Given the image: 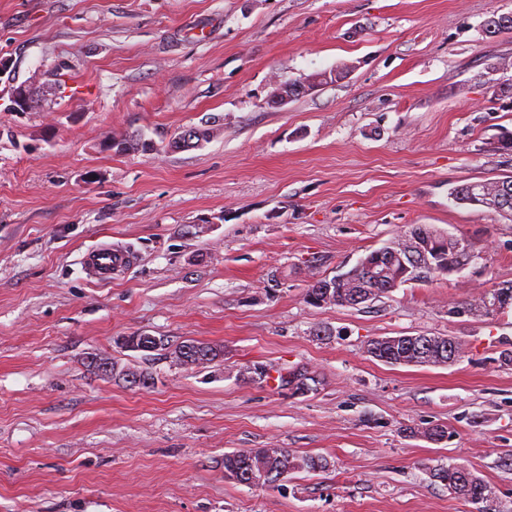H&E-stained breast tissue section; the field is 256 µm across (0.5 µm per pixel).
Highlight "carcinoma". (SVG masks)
Returning <instances> with one entry per match:
<instances>
[{
	"label": "carcinoma",
	"mask_w": 512,
	"mask_h": 512,
	"mask_svg": "<svg viewBox=\"0 0 512 512\" xmlns=\"http://www.w3.org/2000/svg\"><path fill=\"white\" fill-rule=\"evenodd\" d=\"M485 29L490 34L512 30V15H499L488 18ZM216 132L215 124L204 121L197 126L183 128L166 144L170 149L193 148L207 142ZM109 147L118 151L147 150L144 140L133 133L115 135ZM450 196L459 204L484 206L503 213L512 214V176L478 182H468L453 188ZM393 250L406 261L416 264V278L421 274L442 275L439 263L448 261L456 266L469 264L476 253L472 244L457 237L443 238L431 234V229L418 226L389 243ZM369 263L381 270L375 277L361 269L354 270L343 282L327 287L328 278L311 273L305 292V301L313 307H355L362 304L360 298L370 295L376 300L389 294L396 286L404 284L400 277L399 263H389L387 257H379L373 250L366 254ZM512 306V282H503L483 289L463 304L453 308L452 313L477 320H492L506 308ZM160 344L147 345L142 341L130 345L122 343V348L132 351L156 353L170 362L177 359L176 350L187 348L202 356V367L224 356L221 346L191 340L174 343L165 336L159 337ZM366 352L373 358L392 366H445L450 359L464 357V344L455 337L405 335L396 340L392 336L378 337L367 344ZM107 357H93L89 367L97 373L110 375L131 386H148L153 380L147 371L134 370L128 366L111 362L106 367ZM328 466L327 459L321 456L297 455L286 448H249L224 454V478L239 484L252 485L259 479L261 488H277L279 482L295 472H319ZM434 481L443 484L448 491L462 497L471 504L479 505L495 497V489L463 464L436 466L431 470Z\"/></svg>",
	"instance_id": "carcinoma-1"
}]
</instances>
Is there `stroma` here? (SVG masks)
Here are the masks:
<instances>
[{"label":"stroma","instance_id":"obj_1","mask_svg":"<svg viewBox=\"0 0 512 512\" xmlns=\"http://www.w3.org/2000/svg\"><path fill=\"white\" fill-rule=\"evenodd\" d=\"M512 0H0L10 79L52 80L32 112L0 108V512H476L431 479L461 463L512 512V308L451 312L512 281V217L453 187L512 176ZM333 80L271 104L275 83ZM213 117L189 150L118 153ZM419 225L481 257L367 306L313 307L331 277ZM136 261L111 282L80 259ZM329 328L314 336L316 326ZM147 333L222 345L184 369L129 351ZM453 336L447 366H390L378 336ZM152 372L91 374L93 355ZM306 367L316 391L244 379ZM447 426L437 443L421 428ZM327 459L277 488L224 477L225 453ZM132 261L127 252L107 243L89 249L82 257V264L94 272V279L99 282L111 281L114 271L129 266Z\"/></svg>","mask_w":512,"mask_h":512}]
</instances>
